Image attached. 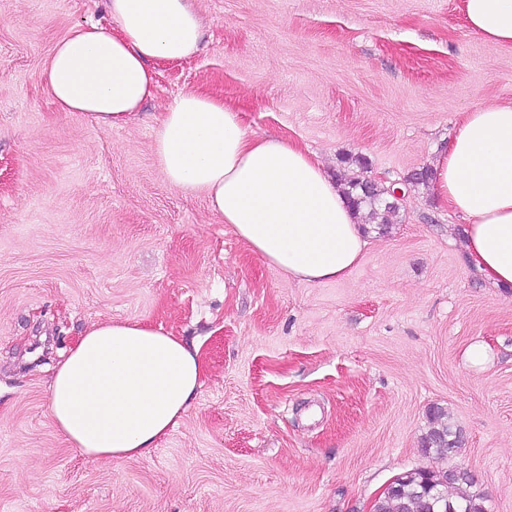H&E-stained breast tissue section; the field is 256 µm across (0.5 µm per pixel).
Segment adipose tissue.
I'll use <instances>...</instances> for the list:
<instances>
[{"label": "adipose tissue", "instance_id": "ef3b65f1", "mask_svg": "<svg viewBox=\"0 0 512 512\" xmlns=\"http://www.w3.org/2000/svg\"><path fill=\"white\" fill-rule=\"evenodd\" d=\"M109 31L79 26L60 39L42 79L62 111L115 127L133 122L154 94L150 61L199 51L191 0H107ZM469 29L512 46V0H463ZM154 154L173 189L203 194L222 223L289 281L346 277L368 242L359 216L319 159L293 141L252 137L240 114L201 91L162 112ZM435 190L467 218L468 255L489 282L512 285V105L465 113ZM205 377L197 346L160 327L108 321L65 353L49 385L59 432L84 455L120 461L155 448L186 413Z\"/></svg>", "mask_w": 512, "mask_h": 512}]
</instances>
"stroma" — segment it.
I'll return each mask as SVG.
<instances>
[{
  "label": "stroma",
  "instance_id": "obj_1",
  "mask_svg": "<svg viewBox=\"0 0 512 512\" xmlns=\"http://www.w3.org/2000/svg\"><path fill=\"white\" fill-rule=\"evenodd\" d=\"M106 4L0 0V512H373L397 477L452 466L512 512V288L471 267L431 184L406 182L465 112L512 104V48L472 32L461 0H195L198 53L156 64L154 98L110 128L41 79ZM193 90L329 174L364 158L403 189L399 224L346 278L288 281L156 166L159 116ZM109 319L197 342L206 365L156 448L115 463L69 446L48 392ZM433 406L464 431L447 459L420 451Z\"/></svg>",
  "mask_w": 512,
  "mask_h": 512
}]
</instances>
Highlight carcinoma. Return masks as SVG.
<instances>
[{
  "label": "carcinoma",
  "mask_w": 512,
  "mask_h": 512,
  "mask_svg": "<svg viewBox=\"0 0 512 512\" xmlns=\"http://www.w3.org/2000/svg\"><path fill=\"white\" fill-rule=\"evenodd\" d=\"M392 189L360 173L344 187L351 206L364 214V232L375 229L379 234L390 232L397 223L398 202L391 199ZM443 408L433 406L429 418L433 423L421 438V453L440 458L452 456L462 447L461 430L443 421ZM457 486L456 496H448V486ZM472 476L448 479V472L418 468L397 477L392 489L374 505V512H486L484 495L474 490Z\"/></svg>",
  "instance_id": "1"
}]
</instances>
